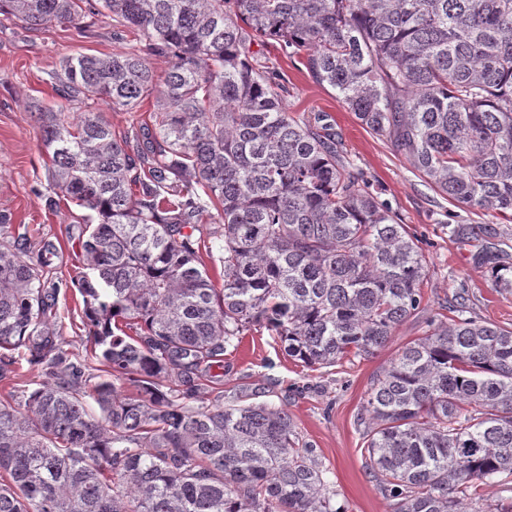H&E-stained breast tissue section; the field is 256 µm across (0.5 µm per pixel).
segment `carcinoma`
I'll return each instance as SVG.
<instances>
[{"mask_svg": "<svg viewBox=\"0 0 512 512\" xmlns=\"http://www.w3.org/2000/svg\"><path fill=\"white\" fill-rule=\"evenodd\" d=\"M97 2L146 54L62 60L63 96L133 110L154 94L155 109L123 136L101 111L34 109L50 187L89 211L71 288L90 349L62 350L49 258L24 259L0 223V378L22 360L43 378L0 402V512H336L284 404H208L199 380L256 326L308 367L374 353L420 308L425 259L251 46L299 57L437 191L512 221V0ZM89 8L0 0L29 28ZM150 55L169 60L161 90ZM205 215L224 228L222 288ZM468 309L456 294L369 393L366 464L389 512H477L482 486L512 491V323Z\"/></svg>", "mask_w": 512, "mask_h": 512, "instance_id": "obj_1", "label": "carcinoma"}]
</instances>
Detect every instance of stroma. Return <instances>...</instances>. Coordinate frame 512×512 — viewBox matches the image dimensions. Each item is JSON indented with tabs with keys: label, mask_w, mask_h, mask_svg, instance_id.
<instances>
[{
	"label": "stroma",
	"mask_w": 512,
	"mask_h": 512,
	"mask_svg": "<svg viewBox=\"0 0 512 512\" xmlns=\"http://www.w3.org/2000/svg\"><path fill=\"white\" fill-rule=\"evenodd\" d=\"M138 47L131 31L114 37L112 15L103 9L77 25L31 29L15 20L0 21V218L10 224L13 236L28 239L30 256H37L44 242L55 245L47 276L62 285L57 301L60 344L74 358L85 353L88 329L81 297L67 283L82 267L79 239L87 211L50 188L48 155L31 111L38 104L77 117L88 106L58 93L53 74L60 61ZM268 62L288 76L289 111L327 114L341 137L344 158L387 204L395 221L417 236L427 269L423 300L386 347L332 367L304 366L286 356L267 332L248 333L237 349L227 350L223 367L212 368L202 379L200 395L225 405L286 396L300 442L313 445L333 474L337 508L387 512L363 451L368 426L364 406L373 382L402 346L425 336L430 323L448 320L446 302L461 290L469 292L472 317L512 323V290L493 282L497 267L512 266V223L460 206L436 191L388 139L362 126L335 90L314 83L297 59L273 51ZM452 224L483 226L494 259L483 257L475 243L451 237Z\"/></svg>",
	"instance_id": "1"
}]
</instances>
